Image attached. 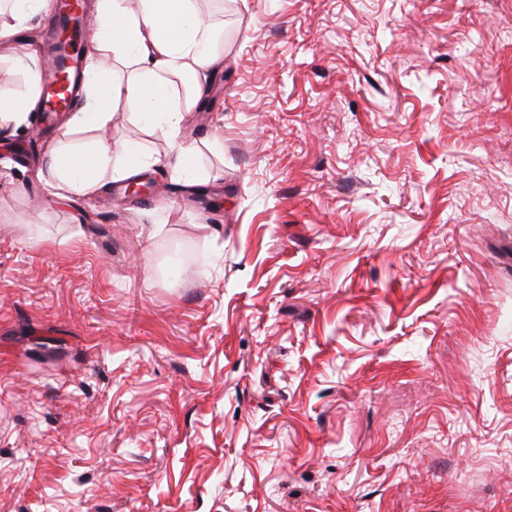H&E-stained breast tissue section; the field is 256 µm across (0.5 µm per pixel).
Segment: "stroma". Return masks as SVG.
<instances>
[{
    "label": "stroma",
    "instance_id": "1",
    "mask_svg": "<svg viewBox=\"0 0 512 512\" xmlns=\"http://www.w3.org/2000/svg\"><path fill=\"white\" fill-rule=\"evenodd\" d=\"M193 180L0 129V512H512V0H219Z\"/></svg>",
    "mask_w": 512,
    "mask_h": 512
}]
</instances>
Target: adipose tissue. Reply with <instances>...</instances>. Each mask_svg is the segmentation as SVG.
<instances>
[{
  "mask_svg": "<svg viewBox=\"0 0 512 512\" xmlns=\"http://www.w3.org/2000/svg\"><path fill=\"white\" fill-rule=\"evenodd\" d=\"M50 12V0H10L8 16L0 20V46L14 48L29 21ZM89 17L83 100L70 114L64 138L46 155L48 185L60 196L89 194L125 177L119 155H138L144 166L153 163L139 142L115 145L105 138L118 110L132 126L169 137L176 173L192 177L195 148L179 142L180 125L223 61L222 51L212 47L218 32L198 0H92ZM15 60L31 82L23 97H0V126L24 122L41 94L37 58L24 51ZM87 131L94 134L89 143L76 141V134Z\"/></svg>",
  "mask_w": 512,
  "mask_h": 512,
  "instance_id": "1",
  "label": "adipose tissue"
}]
</instances>
